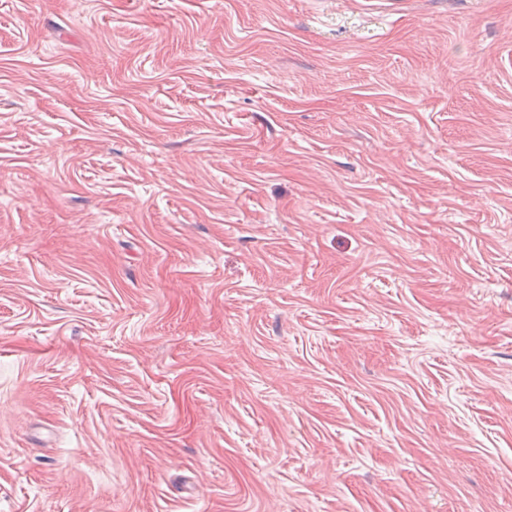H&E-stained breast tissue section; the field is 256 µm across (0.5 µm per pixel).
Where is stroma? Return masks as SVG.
<instances>
[{
	"mask_svg": "<svg viewBox=\"0 0 512 512\" xmlns=\"http://www.w3.org/2000/svg\"><path fill=\"white\" fill-rule=\"evenodd\" d=\"M0 512H512V0H0Z\"/></svg>",
	"mask_w": 512,
	"mask_h": 512,
	"instance_id": "obj_1",
	"label": "stroma"
}]
</instances>
